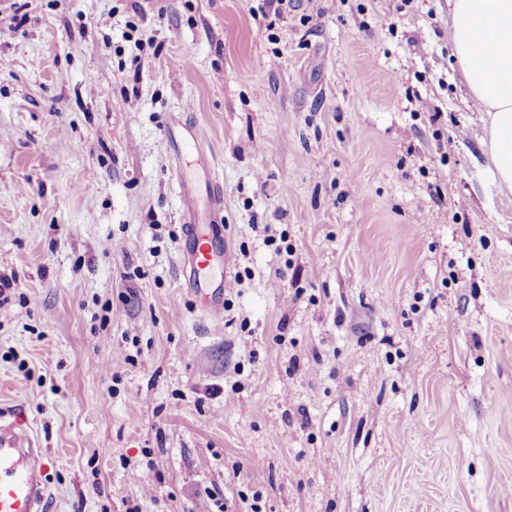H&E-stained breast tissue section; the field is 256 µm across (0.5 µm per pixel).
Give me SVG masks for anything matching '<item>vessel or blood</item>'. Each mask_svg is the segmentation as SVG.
Masks as SVG:
<instances>
[{
	"label": "vessel or blood",
	"mask_w": 512,
	"mask_h": 512,
	"mask_svg": "<svg viewBox=\"0 0 512 512\" xmlns=\"http://www.w3.org/2000/svg\"><path fill=\"white\" fill-rule=\"evenodd\" d=\"M203 134L199 127H183L170 134L173 154L187 146H200ZM183 215L188 243L181 255L196 283H204L211 272L221 278L231 274V251L222 239L209 236L206 225L198 220L200 208L219 213L224 209V187L208 181L205 195H198L189 185H181ZM45 453L37 439L25 427L19 415L0 413V512H46L49 493L45 481Z\"/></svg>",
	"instance_id": "b4317fda"
}]
</instances>
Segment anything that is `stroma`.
Segmentation results:
<instances>
[{
    "mask_svg": "<svg viewBox=\"0 0 512 512\" xmlns=\"http://www.w3.org/2000/svg\"><path fill=\"white\" fill-rule=\"evenodd\" d=\"M265 8L0 0V409L49 512H512V195L448 0ZM182 171L224 186L216 318ZM170 132V146L175 156L187 146L199 147L203 140V134L196 125L187 127L185 124L182 130L176 132L171 129ZM183 215L189 237L188 243L181 255L183 266L190 268L194 277V289L201 288L206 277L212 271H218L221 278L226 279L231 274V251L224 246L221 238L210 237L207 233L208 224H200L198 220L201 198L196 190L180 182Z\"/></svg>",
    "mask_w": 512,
    "mask_h": 512,
    "instance_id": "1",
    "label": "stroma"
}]
</instances>
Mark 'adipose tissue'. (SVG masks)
Here are the masks:
<instances>
[{
  "mask_svg": "<svg viewBox=\"0 0 512 512\" xmlns=\"http://www.w3.org/2000/svg\"><path fill=\"white\" fill-rule=\"evenodd\" d=\"M448 45L487 115L492 177L512 193V0H448Z\"/></svg>",
  "mask_w": 512,
  "mask_h": 512,
  "instance_id": "ef3b65f1",
  "label": "adipose tissue"
}]
</instances>
